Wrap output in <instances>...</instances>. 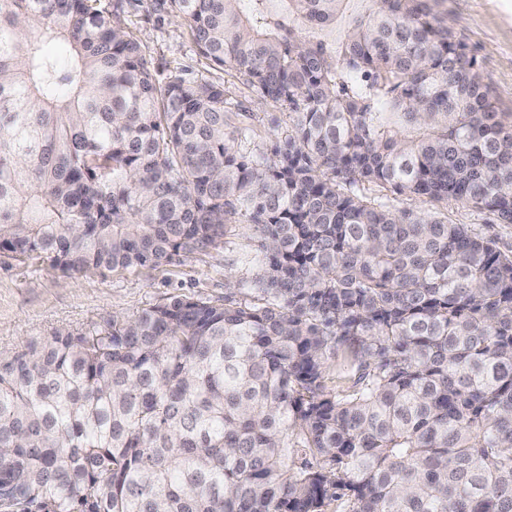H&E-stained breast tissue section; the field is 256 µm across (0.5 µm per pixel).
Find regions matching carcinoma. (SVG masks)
<instances>
[{
	"instance_id": "carcinoma-1",
	"label": "carcinoma",
	"mask_w": 512,
	"mask_h": 512,
	"mask_svg": "<svg viewBox=\"0 0 512 512\" xmlns=\"http://www.w3.org/2000/svg\"><path fill=\"white\" fill-rule=\"evenodd\" d=\"M167 2L286 138L235 150L101 0H0V250L153 268L234 219L260 272L1 358L0 512H512V253L393 204L512 224L475 54L431 0Z\"/></svg>"
}]
</instances>
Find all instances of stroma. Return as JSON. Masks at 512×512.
I'll use <instances>...</instances> for the list:
<instances>
[{"label": "stroma", "instance_id": "obj_1", "mask_svg": "<svg viewBox=\"0 0 512 512\" xmlns=\"http://www.w3.org/2000/svg\"><path fill=\"white\" fill-rule=\"evenodd\" d=\"M437 8L479 61L483 83L499 111L512 113V11L503 0H439ZM126 32L142 47L158 81L180 76L224 87V110L237 131L239 152L272 153L291 123L286 112L263 100L231 69L210 65L196 50L186 21L158 0H119ZM450 223L465 224L512 252V224L460 204H449ZM257 239L248 225L228 223L221 243L176 257L155 268L88 270L68 275L47 260L0 253V358L59 331L132 316L172 296L220 300L232 282H248L258 271L246 263Z\"/></svg>", "mask_w": 512, "mask_h": 512}]
</instances>
